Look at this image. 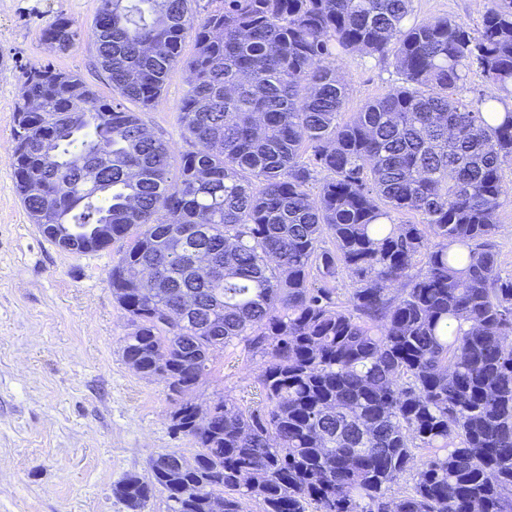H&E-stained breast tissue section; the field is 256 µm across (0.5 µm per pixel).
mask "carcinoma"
<instances>
[{
    "label": "carcinoma",
    "instance_id": "obj_1",
    "mask_svg": "<svg viewBox=\"0 0 512 512\" xmlns=\"http://www.w3.org/2000/svg\"><path fill=\"white\" fill-rule=\"evenodd\" d=\"M198 2L100 0L112 99L47 64L13 109L31 222L71 254L125 243L109 276L122 357L168 376L194 448L112 494L128 512L157 491L166 512H512V275L490 243L512 166V0L477 29L413 21L411 0H209L202 17ZM82 35L57 16L41 39L64 54ZM189 35L176 159L141 113ZM350 53L400 85L343 121ZM474 68L487 88L465 102ZM239 344L261 360L258 404L220 395L198 423L194 391Z\"/></svg>",
    "mask_w": 512,
    "mask_h": 512
}]
</instances>
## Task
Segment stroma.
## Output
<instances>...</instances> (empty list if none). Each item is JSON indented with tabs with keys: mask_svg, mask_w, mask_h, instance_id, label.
I'll return each instance as SVG.
<instances>
[{
	"mask_svg": "<svg viewBox=\"0 0 512 512\" xmlns=\"http://www.w3.org/2000/svg\"><path fill=\"white\" fill-rule=\"evenodd\" d=\"M488 0H412L420 20L448 18L478 28ZM99 0H0V512H127L112 494L129 473L146 474L150 456L189 449L169 428L163 381L127 365L119 340L128 321L108 273L122 242L72 255L47 241L18 195L11 155L13 108L25 73L48 64L80 75L111 97L95 46L83 37L66 54L45 51L41 30L63 15L90 27ZM186 40L160 103L145 112L174 154L188 150L179 114L187 90ZM347 88L346 112L398 85L388 64L360 54L336 62ZM492 238L502 274H512V172ZM260 369L243 346L218 356L197 389L201 401L228 395L257 402Z\"/></svg>",
	"mask_w": 512,
	"mask_h": 512,
	"instance_id": "obj_1",
	"label": "stroma"
}]
</instances>
